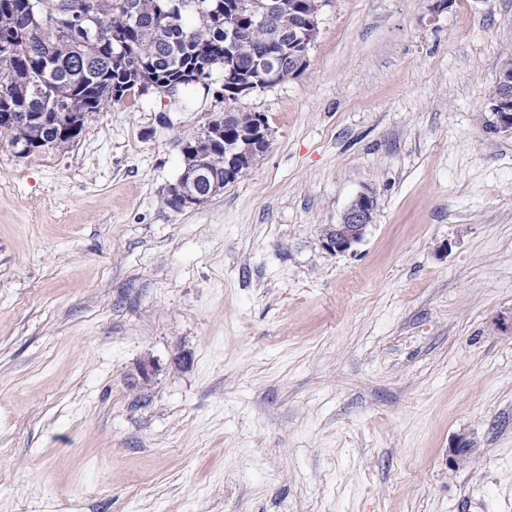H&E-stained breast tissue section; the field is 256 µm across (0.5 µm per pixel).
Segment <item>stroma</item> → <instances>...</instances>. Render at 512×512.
Here are the masks:
<instances>
[{
	"label": "stroma",
	"mask_w": 512,
	"mask_h": 512,
	"mask_svg": "<svg viewBox=\"0 0 512 512\" xmlns=\"http://www.w3.org/2000/svg\"><path fill=\"white\" fill-rule=\"evenodd\" d=\"M427 5L326 0L298 77L0 142V512H512V135L487 127L512 0ZM229 110L267 151L169 207ZM215 189L216 187L213 186L209 192L203 193L198 189L196 184L189 187L176 183L171 186V194L179 207L186 208L202 204L213 195ZM375 203L370 194L356 196L345 209L338 224L324 228L323 245L330 253H345L362 241L374 221Z\"/></svg>",
	"instance_id": "35a3bbf8"
}]
</instances>
